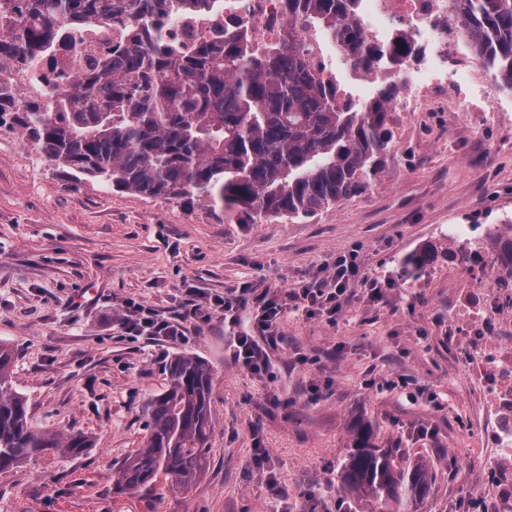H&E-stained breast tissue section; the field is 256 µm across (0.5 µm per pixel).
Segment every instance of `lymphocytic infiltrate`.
<instances>
[{
    "label": "lymphocytic infiltrate",
    "mask_w": 512,
    "mask_h": 512,
    "mask_svg": "<svg viewBox=\"0 0 512 512\" xmlns=\"http://www.w3.org/2000/svg\"><path fill=\"white\" fill-rule=\"evenodd\" d=\"M388 280L363 271L357 250L337 254L329 272L322 277L300 283L289 290L265 289L251 296L249 289L225 292L207 306H192L189 318L208 321L212 312H220L225 323L236 327L232 356L235 362L256 375L270 373L272 363L268 348L282 341L281 321L289 306L301 307L306 314L320 316L329 323L346 311L355 293H362L372 304L386 301ZM132 336L153 341H178L185 331L181 320L167 317L142 304H129L121 320Z\"/></svg>",
    "instance_id": "lymphocytic-infiltrate-1"
}]
</instances>
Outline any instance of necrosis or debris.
I'll use <instances>...</instances> for the list:
<instances>
[{"label": "necrosis or debris", "mask_w": 512, "mask_h": 512, "mask_svg": "<svg viewBox=\"0 0 512 512\" xmlns=\"http://www.w3.org/2000/svg\"><path fill=\"white\" fill-rule=\"evenodd\" d=\"M285 0H229L220 16L189 15L172 25L175 39L208 38L216 30L246 25L261 42L280 39L285 31ZM448 0H361L359 24L369 41H392V24L403 25L414 41L424 43L428 63L424 71L408 70L402 77L403 99L420 105L448 95V41L434 27L436 12ZM120 38L118 30L97 25L77 34L78 51H63L45 59V83L57 82L79 61V50L101 56ZM512 237V226L452 224L448 243L452 262L448 289L456 297L448 309V333L469 358L467 377L485 393V431L498 450L495 464L512 468V254L503 252L500 235Z\"/></svg>", "instance_id": "4bbe7bcc"}]
</instances>
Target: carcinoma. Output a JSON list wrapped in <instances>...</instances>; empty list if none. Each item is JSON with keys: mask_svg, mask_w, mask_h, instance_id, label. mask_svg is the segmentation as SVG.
<instances>
[{"mask_svg": "<svg viewBox=\"0 0 512 512\" xmlns=\"http://www.w3.org/2000/svg\"><path fill=\"white\" fill-rule=\"evenodd\" d=\"M224 2L0 0V125H18L41 156L112 190L177 204L204 199L226 214L309 219L365 190L392 145L388 73L415 58V43L403 33L387 46L365 40L353 21L358 0H286L288 20L297 16L320 31L352 72L386 71L374 97L342 107L339 87L314 75L291 28L262 47L242 27L195 43L167 37V24L222 13ZM456 2L476 53L512 89V0ZM98 24L122 28L125 41L73 71L60 91L17 108L12 72L36 68ZM429 262L426 250L403 259V276ZM12 360L0 344V473L48 450L77 455L91 447L81 434L31 428L27 401L11 381ZM168 372V387L146 405L141 448L116 473L124 492L135 494L161 474L188 488L204 467L211 368L180 355ZM396 458L370 423H355L336 470L339 491L371 512H414L430 493L431 473L422 461L402 466Z\"/></svg>", "mask_w": 512, "mask_h": 512, "instance_id": "carcinoma-1", "label": "carcinoma"}]
</instances>
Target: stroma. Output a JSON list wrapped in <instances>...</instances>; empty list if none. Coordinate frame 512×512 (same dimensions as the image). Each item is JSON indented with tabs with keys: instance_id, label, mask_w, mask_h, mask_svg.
Here are the masks:
<instances>
[{
	"instance_id": "35a3bbf8",
	"label": "stroma",
	"mask_w": 512,
	"mask_h": 512,
	"mask_svg": "<svg viewBox=\"0 0 512 512\" xmlns=\"http://www.w3.org/2000/svg\"><path fill=\"white\" fill-rule=\"evenodd\" d=\"M489 78L461 77L467 116L434 106L389 114L392 148L375 179L307 220L117 192L47 163L17 127H1L0 343L14 351L12 383L32 429L92 446L0 473V512H304L306 491L332 507L357 419L401 460L428 464L432 490L417 512H454L464 497L512 512V474L492 466L480 394L448 340L449 225L512 224V90L494 86L487 107ZM355 245L367 271L394 280L386 305L355 299L334 325L288 310L284 341L268 351L272 380L232 360L222 317L186 319L175 343L130 336L120 321L129 300L179 316L189 288L204 306L245 285L291 289ZM426 248L432 262L405 279L400 258ZM182 354L213 373L204 468L188 490L160 478L129 495L116 472L141 447L144 405ZM401 376L437 403L383 389Z\"/></svg>"
}]
</instances>
